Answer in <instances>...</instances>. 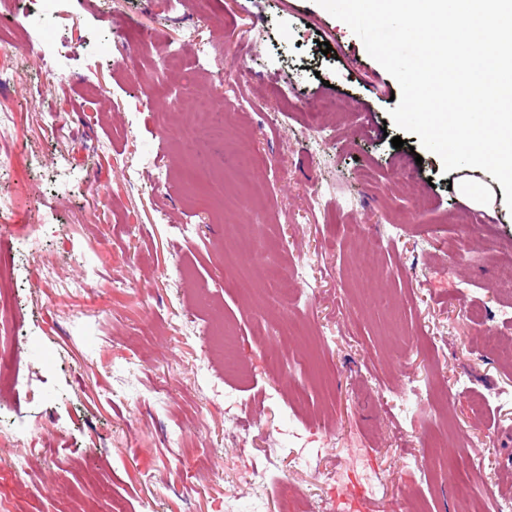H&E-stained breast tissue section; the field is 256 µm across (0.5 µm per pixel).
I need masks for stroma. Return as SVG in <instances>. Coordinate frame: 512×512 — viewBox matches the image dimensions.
<instances>
[{
    "mask_svg": "<svg viewBox=\"0 0 512 512\" xmlns=\"http://www.w3.org/2000/svg\"><path fill=\"white\" fill-rule=\"evenodd\" d=\"M0 42V358L36 380L0 394L5 512H279L242 479L269 465L331 512L358 448L374 512H462L448 466L475 448L478 489L512 498V366L482 348L512 210L460 193L485 171L392 146L400 86L344 22L315 0H0ZM212 91L224 138L188 147L187 101ZM297 262L295 298L274 292Z\"/></svg>",
    "mask_w": 512,
    "mask_h": 512,
    "instance_id": "stroma-1",
    "label": "stroma"
}]
</instances>
